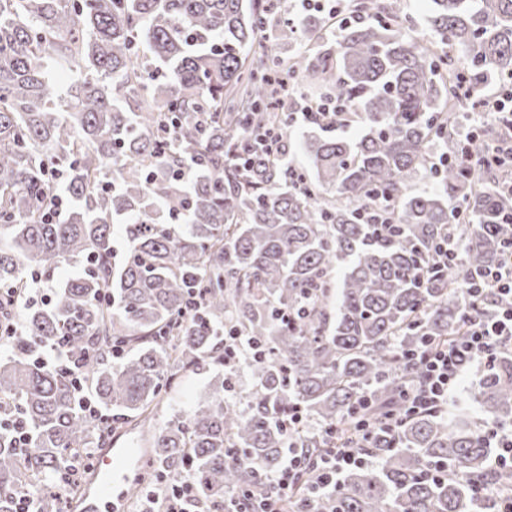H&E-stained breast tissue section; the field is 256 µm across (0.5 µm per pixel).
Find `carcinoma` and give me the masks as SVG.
Masks as SVG:
<instances>
[{"instance_id": "carcinoma-1", "label": "carcinoma", "mask_w": 512, "mask_h": 512, "mask_svg": "<svg viewBox=\"0 0 512 512\" xmlns=\"http://www.w3.org/2000/svg\"><path fill=\"white\" fill-rule=\"evenodd\" d=\"M350 8L360 22L335 40L318 13L301 20L320 39L312 50L295 47L288 0H0V287L21 289L0 321L29 310L0 356V512L68 481L76 462L90 468L112 429L158 408L184 372L224 365L226 327L265 352L243 366L251 392L216 387L156 429L150 460L155 479L190 480L214 512L276 472L286 448L313 461L348 443L362 398L366 417L399 414L422 340H454L492 312L462 281L512 248V199L497 168L458 154L484 88L512 84V0H430L429 42L397 0ZM263 40L275 52L251 56ZM269 72L308 87L314 112L354 114L362 134L308 139L309 169L286 152L248 155L268 129L288 142L303 106L272 102ZM473 140L480 154L498 137ZM435 149L451 161L433 166ZM420 174L436 188L412 195ZM58 193L64 217L49 220ZM377 203L391 239L364 218ZM180 212L187 223H170ZM116 226L128 241L118 264ZM445 237L457 259L441 267ZM67 266L46 302L26 296L31 274ZM40 346L69 366L41 363ZM73 369L105 423L79 406ZM474 400L512 421V355ZM296 414L314 427L285 433ZM366 452L380 460L343 473L325 504L296 496L288 512L499 510L474 491L491 448L460 411L409 418Z\"/></svg>"}]
</instances>
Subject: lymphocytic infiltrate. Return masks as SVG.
Instances as JSON below:
<instances>
[{"label":"lymphocytic infiltrate","instance_id":"obj_1","mask_svg":"<svg viewBox=\"0 0 512 512\" xmlns=\"http://www.w3.org/2000/svg\"><path fill=\"white\" fill-rule=\"evenodd\" d=\"M465 288L472 298L496 293L497 312L493 318L470 322L464 334L450 343H424L419 357L420 377L403 394L401 416L392 415L381 421L359 420L353 445L327 449L313 464H306L297 454H288L267 485L232 496L229 512H278L282 502L295 492L296 478L305 468L311 472L307 496L310 501H319L324 492L335 487L338 476L368 464L364 444L374 443L379 437L393 439L403 419L447 410L448 392L461 375L487 368L499 350L512 349V257L475 271L467 278Z\"/></svg>","mask_w":512,"mask_h":512}]
</instances>
